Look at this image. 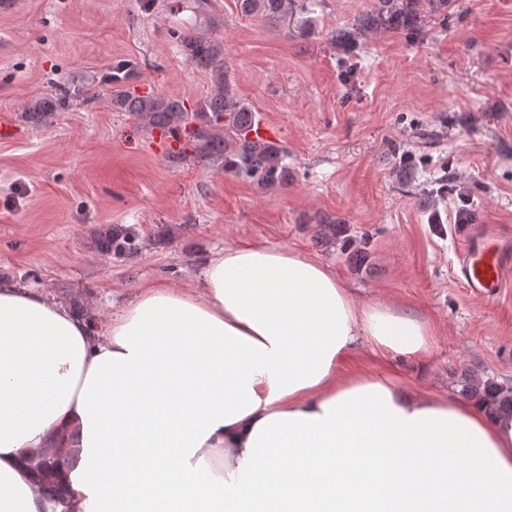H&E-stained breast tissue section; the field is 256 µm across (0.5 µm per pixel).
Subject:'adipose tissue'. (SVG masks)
Returning <instances> with one entry per match:
<instances>
[{
  "label": "adipose tissue",
  "instance_id": "1",
  "mask_svg": "<svg viewBox=\"0 0 512 512\" xmlns=\"http://www.w3.org/2000/svg\"><path fill=\"white\" fill-rule=\"evenodd\" d=\"M431 334L259 245L98 326L0 280V512H512L511 416L346 368L358 337L422 357ZM51 448L79 458L63 509ZM59 451H48L45 455V466L42 469V476L46 481L45 489L50 498H56L59 504L66 503V491L60 480V473L69 465L75 466V462L70 460L66 454H58ZM59 459H63V466Z\"/></svg>",
  "mask_w": 512,
  "mask_h": 512
}]
</instances>
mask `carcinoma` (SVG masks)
Returning a JSON list of instances; mask_svg holds the SVG:
<instances>
[{
    "mask_svg": "<svg viewBox=\"0 0 512 512\" xmlns=\"http://www.w3.org/2000/svg\"><path fill=\"white\" fill-rule=\"evenodd\" d=\"M241 14L260 16L276 21L293 10L304 9L303 0H237ZM452 0H372L370 8L360 14L354 23L336 28L330 39L337 45H349L364 33L377 31L419 30L422 17L441 16L448 19ZM177 43L191 63L210 70L215 76L214 90L188 109L179 99L160 92L141 94L124 87L133 67L117 63L112 67V108L129 112L148 130L158 129L179 140H185L194 157L212 166L244 179L262 191L288 186L290 168L283 147L272 140L257 142L251 138L259 125L257 113L251 104L238 98L230 87L224 70V42L184 32ZM69 103V97L37 98L28 102L26 118L40 123L51 113ZM349 226L334 219L318 224L317 237L325 244L338 240L346 248H357V240L348 235ZM141 234L133 226H105L99 237L101 251L115 257L138 252ZM462 395L481 402L498 413L512 416V387L491 379L471 377L461 388ZM42 476L47 495L66 503V491L60 480L64 468L75 465L68 456L48 451L44 458Z\"/></svg>",
    "mask_w": 512,
    "mask_h": 512,
    "instance_id": "1",
    "label": "carcinoma"
}]
</instances>
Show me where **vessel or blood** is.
Wrapping results in <instances>:
<instances>
[{
  "label": "vessel or blood",
  "instance_id": "b4317fda",
  "mask_svg": "<svg viewBox=\"0 0 512 512\" xmlns=\"http://www.w3.org/2000/svg\"><path fill=\"white\" fill-rule=\"evenodd\" d=\"M454 278L472 296L497 297L512 282V239L483 226H470L462 236Z\"/></svg>",
  "mask_w": 512,
  "mask_h": 512
}]
</instances>
